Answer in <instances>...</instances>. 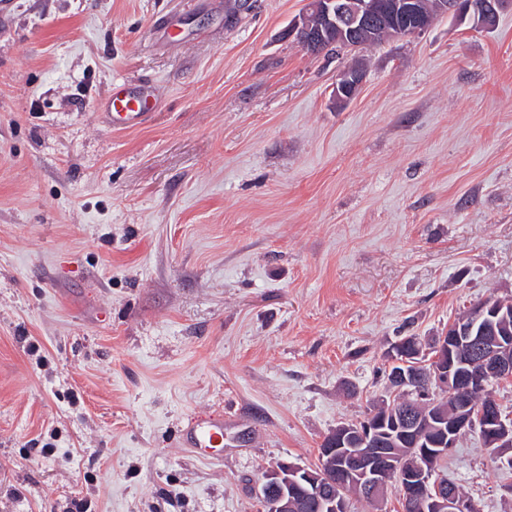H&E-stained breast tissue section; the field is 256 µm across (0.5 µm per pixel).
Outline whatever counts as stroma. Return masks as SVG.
I'll list each match as a JSON object with an SVG mask.
<instances>
[{
	"label": "stroma",
	"instance_id": "1",
	"mask_svg": "<svg viewBox=\"0 0 512 512\" xmlns=\"http://www.w3.org/2000/svg\"><path fill=\"white\" fill-rule=\"evenodd\" d=\"M307 0H0V512H259L389 399L386 353L512 300V8L365 54ZM115 81L155 86L112 129ZM224 418V454L179 447ZM448 475L512 512L477 433ZM366 73L359 70L353 63L348 64L336 76L333 97L338 103H346L353 99L362 86ZM159 101L150 86L130 90L124 84L113 83L103 99L101 115L105 123L114 129H128L141 125Z\"/></svg>",
	"mask_w": 512,
	"mask_h": 512
}]
</instances>
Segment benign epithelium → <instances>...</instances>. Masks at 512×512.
<instances>
[{"instance_id":"7a95c632","label":"benign epithelium","mask_w":512,"mask_h":512,"mask_svg":"<svg viewBox=\"0 0 512 512\" xmlns=\"http://www.w3.org/2000/svg\"><path fill=\"white\" fill-rule=\"evenodd\" d=\"M506 7L512 8V0H436L435 10L455 22L473 13L479 25L489 30ZM399 20L414 35L423 34L433 22L431 12L419 0H308L305 10L289 22L282 35L306 51L322 54L338 47L350 49L358 35L385 31ZM365 76L354 64L345 66L336 76L334 100L346 103L353 99ZM511 317V302L484 301L470 310L469 318L437 339L430 378L452 402L448 416L440 417V421H448L447 451L475 428L486 447H512V418L503 413L497 400L491 396L479 407L469 400L473 389H481L482 396L492 380L512 377V330L507 325ZM378 432L379 422L371 419L355 427H338L323 450L326 466L309 470L278 462L254 487L258 501L269 512H286L291 505L288 488L300 482L314 486L326 512H348V487L359 489L370 501L382 500L393 455L376 442ZM399 484L402 495L422 502L428 512H477L458 489L435 476L427 461L413 459L402 464Z\"/></svg>"}]
</instances>
